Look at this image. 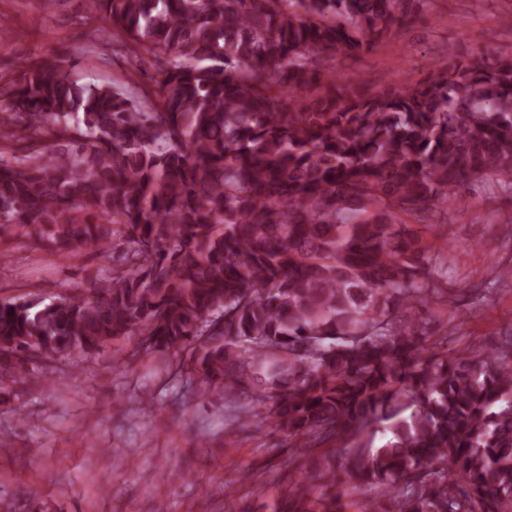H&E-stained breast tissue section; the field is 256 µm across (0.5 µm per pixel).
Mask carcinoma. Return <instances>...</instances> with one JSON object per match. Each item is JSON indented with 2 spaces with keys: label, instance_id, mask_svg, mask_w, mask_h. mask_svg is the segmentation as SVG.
<instances>
[{
  "label": "carcinoma",
  "instance_id": "carcinoma-1",
  "mask_svg": "<svg viewBox=\"0 0 512 512\" xmlns=\"http://www.w3.org/2000/svg\"><path fill=\"white\" fill-rule=\"evenodd\" d=\"M153 89L87 85L60 55L0 80V244L112 263L85 295L0 302V377L134 336L181 346L200 397L310 454L286 512H512V340L448 355L419 308L421 228L512 179V52L368 93L343 67L429 0H83ZM378 448L346 447L378 424Z\"/></svg>",
  "mask_w": 512,
  "mask_h": 512
}]
</instances>
